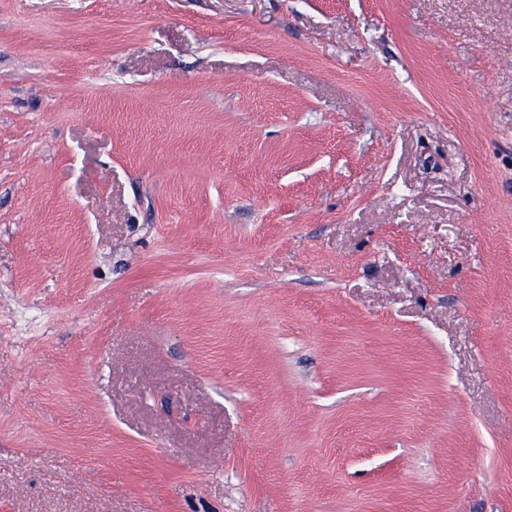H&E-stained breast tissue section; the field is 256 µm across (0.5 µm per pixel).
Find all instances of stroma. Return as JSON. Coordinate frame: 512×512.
Returning <instances> with one entry per match:
<instances>
[{
  "instance_id": "stroma-1",
  "label": "stroma",
  "mask_w": 512,
  "mask_h": 512,
  "mask_svg": "<svg viewBox=\"0 0 512 512\" xmlns=\"http://www.w3.org/2000/svg\"><path fill=\"white\" fill-rule=\"evenodd\" d=\"M0 512H512V0H0Z\"/></svg>"
}]
</instances>
